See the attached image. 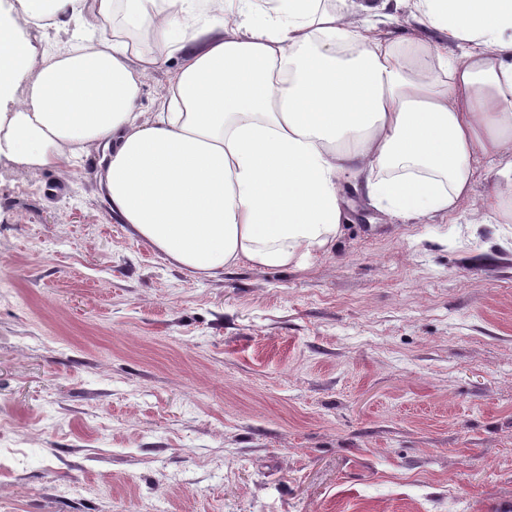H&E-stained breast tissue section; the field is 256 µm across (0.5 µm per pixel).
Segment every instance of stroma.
I'll return each mask as SVG.
<instances>
[{
  "mask_svg": "<svg viewBox=\"0 0 512 512\" xmlns=\"http://www.w3.org/2000/svg\"><path fill=\"white\" fill-rule=\"evenodd\" d=\"M343 188L307 268L199 278L120 222L100 151L1 165L0 512H512V223Z\"/></svg>",
  "mask_w": 512,
  "mask_h": 512,
  "instance_id": "1",
  "label": "stroma"
}]
</instances>
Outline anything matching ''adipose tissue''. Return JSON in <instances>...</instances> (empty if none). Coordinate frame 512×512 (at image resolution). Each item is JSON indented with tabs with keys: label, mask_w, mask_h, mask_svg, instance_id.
Segmentation results:
<instances>
[{
	"label": "adipose tissue",
	"mask_w": 512,
	"mask_h": 512,
	"mask_svg": "<svg viewBox=\"0 0 512 512\" xmlns=\"http://www.w3.org/2000/svg\"><path fill=\"white\" fill-rule=\"evenodd\" d=\"M17 3L0 17V162L41 169L105 146L113 212L194 275L307 267L336 244L346 173L394 217L470 202L512 223V0H412L438 39L401 50L369 0L356 22L347 0ZM63 15L110 35L38 57L20 23ZM150 39L181 63L147 119L137 102L162 65ZM480 159L495 181L477 201Z\"/></svg>",
	"instance_id": "obj_1"
}]
</instances>
